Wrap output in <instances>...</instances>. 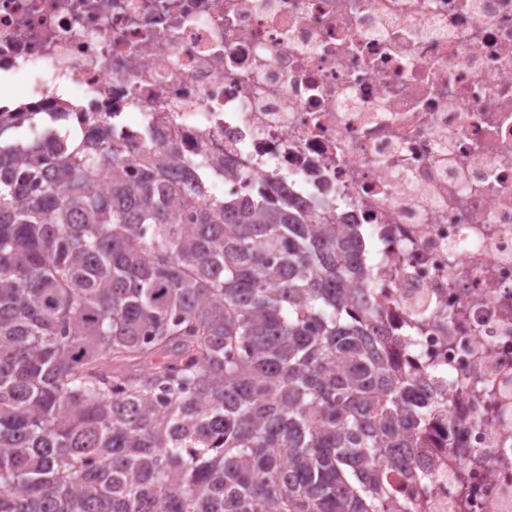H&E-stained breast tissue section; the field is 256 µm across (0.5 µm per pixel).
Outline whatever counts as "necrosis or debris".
I'll return each mask as SVG.
<instances>
[{
    "instance_id": "obj_1",
    "label": "necrosis or debris",
    "mask_w": 512,
    "mask_h": 512,
    "mask_svg": "<svg viewBox=\"0 0 512 512\" xmlns=\"http://www.w3.org/2000/svg\"><path fill=\"white\" fill-rule=\"evenodd\" d=\"M0 125L176 139L233 192L278 180L369 247L443 397L425 512H512V0H0Z\"/></svg>"
}]
</instances>
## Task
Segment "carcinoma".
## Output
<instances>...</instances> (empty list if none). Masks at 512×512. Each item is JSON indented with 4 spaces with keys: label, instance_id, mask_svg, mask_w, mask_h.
<instances>
[{
    "label": "carcinoma",
    "instance_id": "cac0c4a2",
    "mask_svg": "<svg viewBox=\"0 0 512 512\" xmlns=\"http://www.w3.org/2000/svg\"><path fill=\"white\" fill-rule=\"evenodd\" d=\"M0 128V512H416L430 422L351 227L144 132ZM108 184L111 193L96 188Z\"/></svg>",
    "mask_w": 512,
    "mask_h": 512
}]
</instances>
